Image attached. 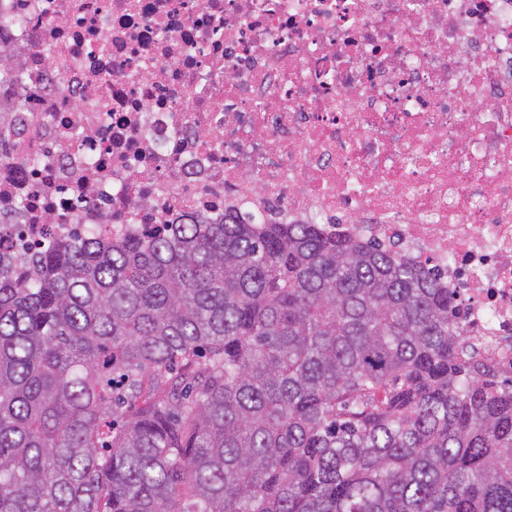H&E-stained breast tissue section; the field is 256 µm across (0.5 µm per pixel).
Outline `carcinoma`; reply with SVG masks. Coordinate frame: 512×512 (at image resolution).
Returning <instances> with one entry per match:
<instances>
[{"label":"carcinoma","instance_id":"carcinoma-1","mask_svg":"<svg viewBox=\"0 0 512 512\" xmlns=\"http://www.w3.org/2000/svg\"><path fill=\"white\" fill-rule=\"evenodd\" d=\"M0 512H512V384L393 245L62 238L0 256Z\"/></svg>","mask_w":512,"mask_h":512}]
</instances>
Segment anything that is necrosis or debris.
<instances>
[{
    "label": "necrosis or debris",
    "mask_w": 512,
    "mask_h": 512,
    "mask_svg": "<svg viewBox=\"0 0 512 512\" xmlns=\"http://www.w3.org/2000/svg\"><path fill=\"white\" fill-rule=\"evenodd\" d=\"M18 237L311 222L442 268L512 380V0H0Z\"/></svg>",
    "instance_id": "4bbe7bcc"
}]
</instances>
